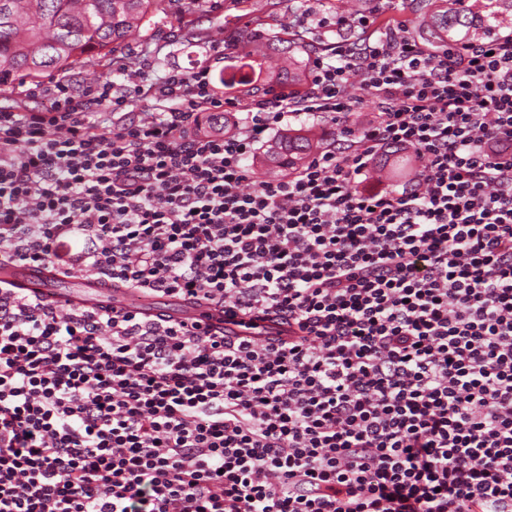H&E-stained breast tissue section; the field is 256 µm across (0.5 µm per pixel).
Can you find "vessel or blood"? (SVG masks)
<instances>
[{"mask_svg": "<svg viewBox=\"0 0 512 512\" xmlns=\"http://www.w3.org/2000/svg\"><path fill=\"white\" fill-rule=\"evenodd\" d=\"M7 282L19 291L39 296L56 308L97 309L103 306L117 311L135 310L145 315L155 312L156 297L140 293L109 291L90 277L60 275L25 262L11 263ZM174 320L186 325L202 324L225 329L228 334L239 331L237 325L225 323L221 307L204 302L175 301L171 311Z\"/></svg>", "mask_w": 512, "mask_h": 512, "instance_id": "vessel-or-blood-1", "label": "vessel or blood"}]
</instances>
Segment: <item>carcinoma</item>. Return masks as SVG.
<instances>
[{
    "mask_svg": "<svg viewBox=\"0 0 512 512\" xmlns=\"http://www.w3.org/2000/svg\"><path fill=\"white\" fill-rule=\"evenodd\" d=\"M164 0H0V88L16 80L65 72L114 55L140 28L147 12ZM416 36L427 46H457L499 32L512 18V0H416ZM245 47L271 51L281 65L266 85L296 93L306 82L308 54L315 47L303 36L278 33L241 36ZM261 45H256L257 41ZM312 150V141L298 129L280 134L264 152L261 162L273 171L298 167ZM411 158L389 152L379 167L392 175L404 174Z\"/></svg>",
    "mask_w": 512,
    "mask_h": 512,
    "instance_id": "obj_1",
    "label": "carcinoma"
}]
</instances>
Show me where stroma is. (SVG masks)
I'll return each instance as SVG.
<instances>
[{
  "mask_svg": "<svg viewBox=\"0 0 512 512\" xmlns=\"http://www.w3.org/2000/svg\"><path fill=\"white\" fill-rule=\"evenodd\" d=\"M368 7L367 0H224L222 9L188 15L180 0H167L163 11L149 12L138 35L122 48L129 69L116 74L104 58L97 70L113 79L117 88L129 90L158 82L169 70L200 63L232 73L244 54L240 32L255 27L257 20H264L271 33L299 25L310 39L327 44L336 39L328 18L342 11L361 13ZM219 45L225 48L220 57L214 52Z\"/></svg>",
  "mask_w": 512,
  "mask_h": 512,
  "instance_id": "1",
  "label": "stroma"
}]
</instances>
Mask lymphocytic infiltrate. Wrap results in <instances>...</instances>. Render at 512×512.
I'll list each match as a JSON object with an SVG mask.
<instances>
[{
  "mask_svg": "<svg viewBox=\"0 0 512 512\" xmlns=\"http://www.w3.org/2000/svg\"><path fill=\"white\" fill-rule=\"evenodd\" d=\"M380 11L337 13L304 90L228 133L201 126L238 107L206 65L148 87L158 117L108 80L0 110V262L242 329L59 314L0 281V512H512V34L433 52ZM303 115L339 139L246 190ZM391 148L411 177L367 184ZM177 322L185 323L188 326L194 324L210 325L218 329H223L227 334H236L241 330L232 323L224 324V315L221 307L210 305L204 302H193L176 300L174 309L169 313Z\"/></svg>",
  "mask_w": 512,
  "mask_h": 512,
  "instance_id": "f902f5d3",
  "label": "lymphocytic infiltrate"
}]
</instances>
